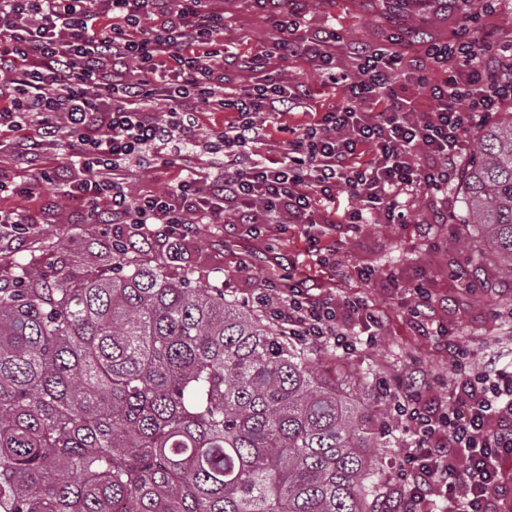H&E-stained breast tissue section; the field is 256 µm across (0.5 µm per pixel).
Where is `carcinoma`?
<instances>
[{"mask_svg":"<svg viewBox=\"0 0 512 512\" xmlns=\"http://www.w3.org/2000/svg\"><path fill=\"white\" fill-rule=\"evenodd\" d=\"M461 236L512 277V112L482 127ZM0 287V512H384L390 405L287 331L117 251Z\"/></svg>","mask_w":512,"mask_h":512,"instance_id":"cac0c4a2","label":"carcinoma"}]
</instances>
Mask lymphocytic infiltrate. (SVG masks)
<instances>
[{"label": "lymphocytic infiltrate", "mask_w": 512, "mask_h": 512, "mask_svg": "<svg viewBox=\"0 0 512 512\" xmlns=\"http://www.w3.org/2000/svg\"><path fill=\"white\" fill-rule=\"evenodd\" d=\"M0 0V127L38 122L36 138L1 140L15 171L0 192L38 195L53 180L46 145L70 149L65 188L86 224H119L126 238L177 240L194 224H220L229 211L254 223L250 209L287 213L305 227L311 247L321 234L315 206L352 201L344 224L406 221L402 201L447 191L467 131L512 103V40L453 33L447 41L391 35L338 67L343 39L328 27L304 34L305 0H256L269 14L283 59H306L333 89L321 115L298 125L279 159L252 148L284 113L303 109L310 87L286 84L263 54L224 51L220 0ZM255 82L230 85L227 67ZM231 112L218 136L222 167L189 170L161 193L130 197L131 161L181 154L193 142L200 112ZM272 314L290 336L348 346L354 324L379 327L360 298L312 294L300 278L276 293ZM410 444L400 461L398 512H512V365L477 371L448 390L447 406L425 394L395 406Z\"/></svg>", "instance_id": "obj_1"}]
</instances>
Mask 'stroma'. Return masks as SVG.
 Here are the masks:
<instances>
[{
  "label": "stroma",
  "mask_w": 512,
  "mask_h": 512,
  "mask_svg": "<svg viewBox=\"0 0 512 512\" xmlns=\"http://www.w3.org/2000/svg\"><path fill=\"white\" fill-rule=\"evenodd\" d=\"M226 37L235 52L254 54L268 50L275 37L266 14L246 7L244 0H223ZM310 29H339L349 43L381 41L394 28L425 27L430 36L444 41L460 24L456 13L434 7L418 12L403 9L394 0H307ZM271 68L285 82H303L316 88L310 111L319 112L329 102L321 93V79L303 59L272 58ZM184 161L144 157L129 175L130 196L160 191L175 185L184 175ZM463 183L454 180L447 194H423L409 201L406 224L337 226L322 239L323 247L336 252L335 266H324L310 248L304 228L281 213L270 224H200L195 232L171 249L161 237L129 242V253L142 263L164 261L171 273H192L197 288L222 287L226 298L242 307L265 314L261 301L274 297L289 278H307L312 287L331 298L361 297L374 305L383 325L371 343L352 349L321 344V351L342 362L362 396L379 384L397 388L413 382L439 401H447L449 386L460 382L465 371L495 368L512 362V279L495 262H486L478 273L463 274L460 226ZM0 206L34 211L45 217L25 236L0 235V283L9 284L15 265L26 264L46 277L58 272L79 276L113 272L112 245L118 231L114 224H83L58 183H47L37 199L0 196ZM431 225L422 235L421 225ZM372 271L366 281L362 271ZM397 276L400 287L387 283ZM427 283V317L441 328L438 336L419 335L413 312L418 300L409 283ZM456 340L464 351L451 359L444 338ZM394 439L376 449L379 468L386 478L385 504H392L400 483L398 464L407 435L400 422L392 424Z\"/></svg>",
  "instance_id": "1"
}]
</instances>
